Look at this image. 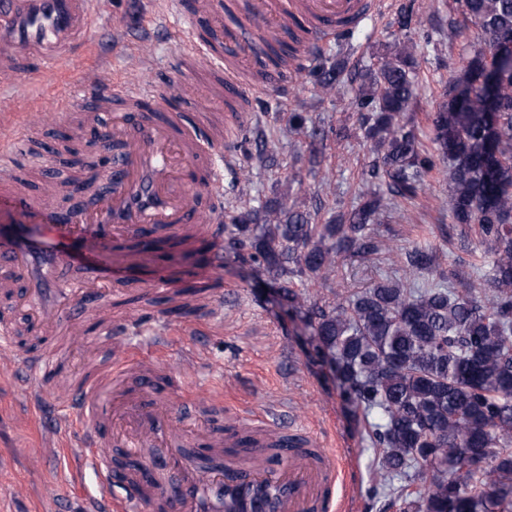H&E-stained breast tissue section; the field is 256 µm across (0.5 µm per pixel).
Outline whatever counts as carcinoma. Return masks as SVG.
Returning <instances> with one entry per match:
<instances>
[{"instance_id": "1", "label": "carcinoma", "mask_w": 512, "mask_h": 512, "mask_svg": "<svg viewBox=\"0 0 512 512\" xmlns=\"http://www.w3.org/2000/svg\"><path fill=\"white\" fill-rule=\"evenodd\" d=\"M461 7L483 42L429 116L434 153L406 119L416 98L412 39L361 74L356 104L382 162L370 177L384 178L392 195L416 198L435 159L448 162L452 218L487 245L490 289L382 279L336 293L329 310L296 292L295 278L325 281L338 257L378 250L372 226L384 204L375 190L323 224L286 192L229 216L236 242L304 311L347 401L362 412L394 512H512V73L498 77L493 101L480 91L497 39L512 35V0H462ZM262 54L263 67L278 69L300 50L268 42ZM308 71L329 96L344 64L336 58ZM436 264L430 247L406 252L411 274Z\"/></svg>"}]
</instances>
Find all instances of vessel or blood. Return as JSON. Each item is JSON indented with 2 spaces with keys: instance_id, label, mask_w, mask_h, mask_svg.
I'll return each instance as SVG.
<instances>
[{
  "instance_id": "obj_1",
  "label": "vessel or blood",
  "mask_w": 512,
  "mask_h": 512,
  "mask_svg": "<svg viewBox=\"0 0 512 512\" xmlns=\"http://www.w3.org/2000/svg\"><path fill=\"white\" fill-rule=\"evenodd\" d=\"M100 0H0V86L25 74L69 66L89 53L86 34L97 18ZM154 13L185 39L175 53L181 71L193 70L202 32H209L214 61L224 53L254 51L259 36L280 40L295 36L303 48L320 45L345 29L352 18L382 15L387 0H250L235 23L224 18V0H150ZM96 91L85 109L58 100L72 139H91L108 165L91 207L63 209L59 184L45 175L32 191L20 175L19 151L29 148L35 128L32 110L0 108V213L21 221L0 228V336L20 345L31 378L67 382L71 405L86 426L75 441L67 486L85 491L94 476L98 494L89 496L90 512H223L224 502L255 494L269 500L268 512H338L340 481L334 453L309 440L300 448L281 449L283 467L272 470L268 446L278 433L275 422L243 417L247 443L224 430V405L212 400L196 405L205 422L195 445L207 459L197 468L187 463L179 444L185 425L169 414L165 395L171 375L161 373L153 352L132 353L117 327L108 322L114 293L122 282L106 287L100 269L72 273L73 287L46 299L33 284L34 254L48 273L68 266L74 255L113 244H135L147 254L176 240L185 247L207 246L212 263L224 250L222 213L224 176L233 140L225 126L241 123L240 105L247 94L238 67L219 71L208 90L220 103L223 118L194 109L195 87L188 81L153 84L115 80L108 70L88 75ZM111 115L104 124L102 115ZM140 296L167 297L180 307L183 295L162 278L137 283ZM101 320L111 364L67 379L59 347L83 344V323ZM124 493L116 496L113 485Z\"/></svg>"
}]
</instances>
